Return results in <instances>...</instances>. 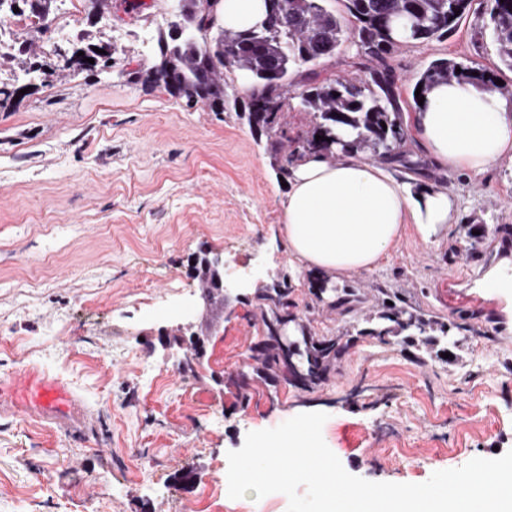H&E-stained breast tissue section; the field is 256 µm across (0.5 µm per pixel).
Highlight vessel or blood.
Here are the masks:
<instances>
[{
	"label": "vessel or blood",
	"mask_w": 512,
	"mask_h": 512,
	"mask_svg": "<svg viewBox=\"0 0 512 512\" xmlns=\"http://www.w3.org/2000/svg\"><path fill=\"white\" fill-rule=\"evenodd\" d=\"M22 407L78 434L88 417L84 401L69 384L39 369L24 371L9 382H0V408Z\"/></svg>",
	"instance_id": "vessel-or-blood-1"
}]
</instances>
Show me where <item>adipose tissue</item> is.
<instances>
[{"instance_id": "adipose-tissue-1", "label": "adipose tissue", "mask_w": 512, "mask_h": 512, "mask_svg": "<svg viewBox=\"0 0 512 512\" xmlns=\"http://www.w3.org/2000/svg\"><path fill=\"white\" fill-rule=\"evenodd\" d=\"M413 134L448 171L479 176L512 154V103L467 80L441 83L410 115ZM281 232L288 254L328 277L376 269L408 229L453 223L447 194L414 192L363 154H306L290 167Z\"/></svg>"}]
</instances>
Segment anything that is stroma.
Instances as JSON below:
<instances>
[{"mask_svg":"<svg viewBox=\"0 0 512 512\" xmlns=\"http://www.w3.org/2000/svg\"><path fill=\"white\" fill-rule=\"evenodd\" d=\"M146 2L137 13L112 0L110 68L66 69L45 52L52 87L0 107V381L39 367L91 414L78 440L36 415L0 414V512H228V452L305 412L327 414L325 443L369 481L422 483L512 450V155L473 178L406 137L418 169L384 168L447 193L456 222L427 238L407 231L374 271L326 281L288 255V190L265 135L234 108L130 82L154 65L173 18L172 0ZM485 21L475 6L448 39L393 49L403 111L434 58L495 68ZM206 252L288 282L297 334L349 341L325 381L264 370L250 288L217 314L199 362L183 369L157 348L179 306H195L192 263ZM346 290L347 311L335 305ZM389 300L449 326L456 348L369 336Z\"/></svg>","mask_w":512,"mask_h":512,"instance_id":"obj_1","label":"stroma"}]
</instances>
